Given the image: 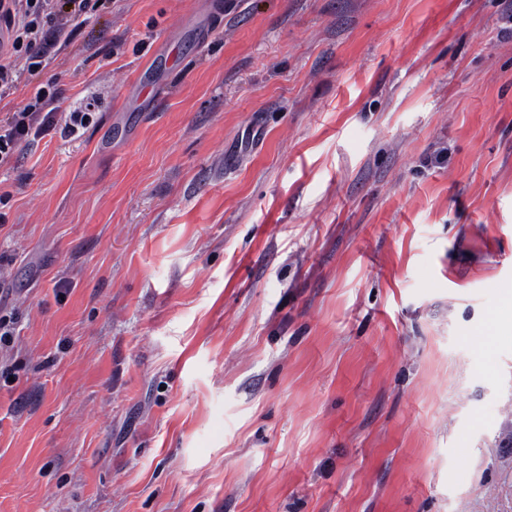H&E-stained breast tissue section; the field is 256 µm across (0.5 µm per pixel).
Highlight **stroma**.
Listing matches in <instances>:
<instances>
[{
  "label": "stroma",
  "instance_id": "obj_1",
  "mask_svg": "<svg viewBox=\"0 0 512 512\" xmlns=\"http://www.w3.org/2000/svg\"><path fill=\"white\" fill-rule=\"evenodd\" d=\"M190 3L0 99V512H512V0ZM59 97L57 88L39 87L31 101L13 112L10 121L0 123V167L9 164L23 145L39 141L58 127L66 136L90 122L92 112H68L64 126L59 125L56 107L49 108Z\"/></svg>",
  "mask_w": 512,
  "mask_h": 512
}]
</instances>
